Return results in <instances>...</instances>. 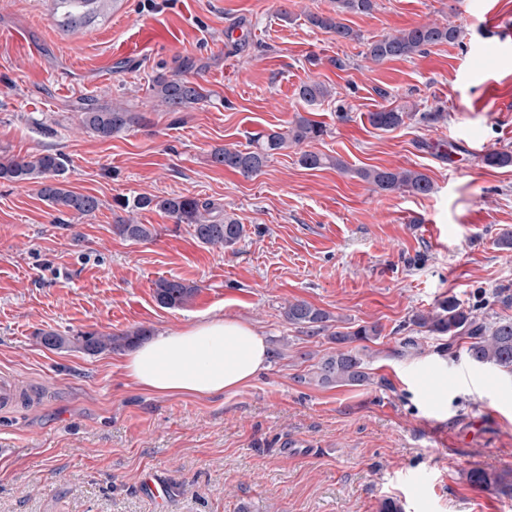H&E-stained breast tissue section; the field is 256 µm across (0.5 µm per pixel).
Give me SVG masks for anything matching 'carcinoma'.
I'll list each match as a JSON object with an SVG mask.
<instances>
[{"label":"carcinoma","mask_w":512,"mask_h":512,"mask_svg":"<svg viewBox=\"0 0 512 512\" xmlns=\"http://www.w3.org/2000/svg\"><path fill=\"white\" fill-rule=\"evenodd\" d=\"M117 0H52V17L57 26L65 31H80L104 17L109 3ZM375 7V0H333L331 13H311L308 22L311 26L332 33L339 41L353 40V30L342 22L346 13L367 14ZM459 38L458 29L451 25H421L401 31L397 35L384 36L367 45L366 55L376 63L394 59H407L424 53L428 47L453 43ZM151 90L160 105L170 112H179L207 97L199 84L177 74L160 73L152 80ZM301 101L308 105L321 103L333 96L325 84L310 81L298 90ZM428 124L446 119L443 112H422L417 114L406 105L381 109L368 115L369 123L382 131H393L414 116ZM146 117L141 112H133L121 103L112 106L92 107L80 113L81 124L97 133L102 139L141 126ZM326 132L318 121L302 115L296 116L286 130H272L254 135L249 147L244 150L226 147L215 148L210 153V162L224 166L245 176L260 173L267 162L276 154L304 143H312ZM299 162L308 169L333 166L345 167L337 157L304 151ZM486 165L494 168L512 167V153L493 151L484 156ZM69 164L67 157L59 152L43 150L21 158L0 159V181L32 184L38 196L55 211L66 214L90 215L99 209V200L92 195L77 193L69 189ZM360 177L381 193L408 191L428 195L433 189L431 179L424 173L404 168H365L358 171ZM124 212L155 210L174 219L177 224H187L193 229L194 237L205 245H221L232 249L244 236V225L237 218L224 212L215 203L190 196L154 197L137 195L117 201ZM113 233L129 241H147L153 237L154 228L147 224H137L121 216L112 227ZM198 292V288L177 279H161L156 283L155 298L164 308L179 309L187 305ZM288 323L295 325L310 337H315L328 328L331 315L306 301H294L284 308ZM412 322L439 336H464L469 339L466 348L468 358L480 365H493L512 374V317L496 316L488 318L477 314V308L464 305L459 299L450 296L439 305V311L431 314L417 313ZM152 335V330L140 327L131 334L99 335L80 334L72 339L48 332L41 336V343L49 349L72 346L89 354L104 350L120 351L131 347L137 341ZM381 335L378 324H358L345 331L331 334V342L336 349L324 355L313 372V380L324 387L339 385H362L371 381L367 372L366 343ZM472 484L483 487L495 485L500 494L512 497V476L509 474H489L482 469L470 471Z\"/></svg>","instance_id":"obj_1"}]
</instances>
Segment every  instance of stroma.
<instances>
[{"mask_svg":"<svg viewBox=\"0 0 512 512\" xmlns=\"http://www.w3.org/2000/svg\"><path fill=\"white\" fill-rule=\"evenodd\" d=\"M332 0H117L104 23L59 28L51 0H0V157L43 149L67 155L71 190L95 196L92 215H59L32 186L0 183V373L39 392L0 407V512H512V498L473 486V468L512 472V375L478 366L467 338L412 324L454 295L493 302L512 287V167L483 158L512 152V0H376L348 14L357 34L336 41L311 26ZM459 39L407 60L375 63L368 42L426 24ZM200 84L208 99L181 112L157 107L156 73ZM334 90L307 105L302 83ZM501 88L487 100V84ZM119 100L145 124L103 140L78 115ZM393 131L369 113L403 104ZM310 115L327 133L290 147L253 176L214 165L218 147ZM344 169L302 167V150ZM409 168L429 195L378 193L358 172ZM209 199L245 226L234 249L199 243L191 227L152 210L155 228L133 242L112 232L119 197ZM197 285L181 309L161 307L159 279ZM302 300L339 326L375 322L370 383L301 382L334 349L328 334L289 325ZM214 314L260 329L282 358L221 394L159 396L132 386L122 352L50 350L42 333L177 331ZM415 347L403 349L406 339ZM168 487L164 499L145 475Z\"/></svg>","mask_w":512,"mask_h":512,"instance_id":"35a3bbf8","label":"stroma"}]
</instances>
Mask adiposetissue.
<instances>
[{"label": "adipose tissue", "instance_id": "adipose-tissue-1", "mask_svg": "<svg viewBox=\"0 0 512 512\" xmlns=\"http://www.w3.org/2000/svg\"><path fill=\"white\" fill-rule=\"evenodd\" d=\"M267 344L258 328L214 316L160 332L124 357L130 383L158 395L209 396L246 384L264 369Z\"/></svg>", "mask_w": 512, "mask_h": 512}]
</instances>
